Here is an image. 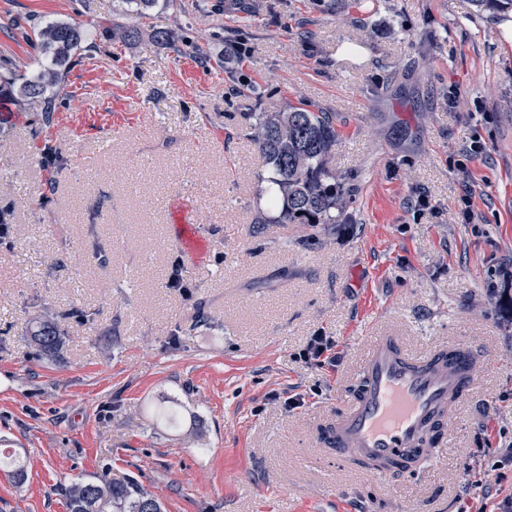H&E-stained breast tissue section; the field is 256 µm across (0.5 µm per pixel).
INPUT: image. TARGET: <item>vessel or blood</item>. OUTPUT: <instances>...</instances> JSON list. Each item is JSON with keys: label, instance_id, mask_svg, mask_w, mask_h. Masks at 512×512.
Returning a JSON list of instances; mask_svg holds the SVG:
<instances>
[{"label": "vessel or blood", "instance_id": "obj_1", "mask_svg": "<svg viewBox=\"0 0 512 512\" xmlns=\"http://www.w3.org/2000/svg\"><path fill=\"white\" fill-rule=\"evenodd\" d=\"M359 377L360 391L343 397L323 444L336 457L361 459L385 476L403 463L431 465L426 448L442 454L446 441L433 444L429 437L447 429L454 403L474 384L475 365L462 345L418 355L385 330L366 344Z\"/></svg>", "mask_w": 512, "mask_h": 512}]
</instances>
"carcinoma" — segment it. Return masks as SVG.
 I'll use <instances>...</instances> for the list:
<instances>
[{"label":"carcinoma","instance_id":"carcinoma-1","mask_svg":"<svg viewBox=\"0 0 512 512\" xmlns=\"http://www.w3.org/2000/svg\"><path fill=\"white\" fill-rule=\"evenodd\" d=\"M36 67L16 74L19 93L54 101V92L67 72L72 54L89 51L94 42L89 30L69 22H49L34 31ZM251 139L270 170V203L281 205L274 218L257 217L258 224H334L340 205L336 175L326 159L336 145V127L322 112L306 105L285 112H253ZM30 338L41 355L63 360V336L55 318L43 316L30 327ZM0 470L13 481L25 476L26 463L15 453L0 452ZM69 512H163L159 499L136 478L114 479L103 471L63 490Z\"/></svg>","mask_w":512,"mask_h":512}]
</instances>
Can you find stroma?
<instances>
[{"label": "stroma", "mask_w": 512, "mask_h": 512, "mask_svg": "<svg viewBox=\"0 0 512 512\" xmlns=\"http://www.w3.org/2000/svg\"><path fill=\"white\" fill-rule=\"evenodd\" d=\"M122 9L0 0V85L32 61L34 27L77 22L95 42L54 112L0 98V440L26 459L23 482L0 472V512H68L62 487L105 470L164 512H496L512 498V13L158 0L127 40ZM300 103L338 131L327 167L347 207L337 224L256 223L279 210L250 114ZM43 312L62 317L64 364L30 339ZM384 326L478 363L446 459L383 481L317 427ZM317 335L335 366L301 359ZM165 400L177 425L151 418Z\"/></svg>", "instance_id": "stroma-1"}]
</instances>
